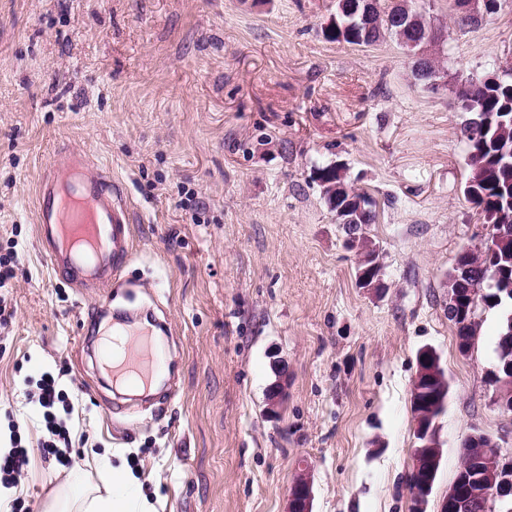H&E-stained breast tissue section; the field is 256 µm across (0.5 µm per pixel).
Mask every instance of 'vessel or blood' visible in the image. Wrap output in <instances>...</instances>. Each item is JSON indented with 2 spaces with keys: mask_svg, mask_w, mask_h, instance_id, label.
Returning <instances> with one entry per match:
<instances>
[{
  "mask_svg": "<svg viewBox=\"0 0 512 512\" xmlns=\"http://www.w3.org/2000/svg\"><path fill=\"white\" fill-rule=\"evenodd\" d=\"M36 222L51 264L74 270L84 287H111L130 257L127 206L84 151L69 150L63 171H48L40 179ZM124 350V361L115 363V348L105 343L102 369L111 378H124L129 388H148L164 368L162 356L144 334L132 336Z\"/></svg>",
  "mask_w": 512,
  "mask_h": 512,
  "instance_id": "vessel-or-blood-1",
  "label": "vessel or blood"
}]
</instances>
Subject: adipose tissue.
<instances>
[{
    "label": "adipose tissue",
    "instance_id": "1",
    "mask_svg": "<svg viewBox=\"0 0 512 512\" xmlns=\"http://www.w3.org/2000/svg\"><path fill=\"white\" fill-rule=\"evenodd\" d=\"M94 487L81 476L70 477L66 490L46 512H155L143 495L138 478L126 463L109 466Z\"/></svg>",
    "mask_w": 512,
    "mask_h": 512
}]
</instances>
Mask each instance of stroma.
<instances>
[{"mask_svg": "<svg viewBox=\"0 0 512 512\" xmlns=\"http://www.w3.org/2000/svg\"><path fill=\"white\" fill-rule=\"evenodd\" d=\"M446 31L447 81L416 79L395 40L336 43V0H0V434L29 447L13 512H41L72 472L124 459L157 512H284L309 469L313 512H408L411 387L421 348L450 381L435 512L479 431L512 448L492 403L501 313L460 354L448 272L488 234L464 186L456 93L512 63V0L458 29L452 0H409ZM82 148L130 211L121 287L57 273L37 235L39 177ZM343 163L378 203L366 237L384 288L314 179ZM166 320L172 397L128 407L92 338L126 312ZM282 365L287 397L266 399ZM67 394L71 465L44 456L37 383Z\"/></svg>", "mask_w": 512, "mask_h": 512, "instance_id": "1", "label": "stroma"}]
</instances>
